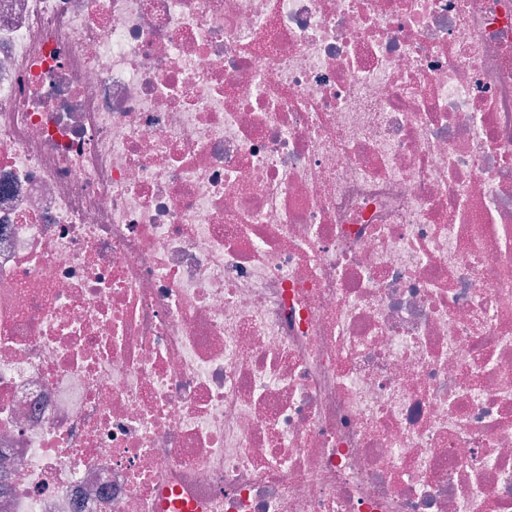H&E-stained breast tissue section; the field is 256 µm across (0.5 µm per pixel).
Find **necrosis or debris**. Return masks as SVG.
Returning <instances> with one entry per match:
<instances>
[{"label": "necrosis or debris", "instance_id": "4bbe7bcc", "mask_svg": "<svg viewBox=\"0 0 512 512\" xmlns=\"http://www.w3.org/2000/svg\"><path fill=\"white\" fill-rule=\"evenodd\" d=\"M0 512H512V0H0Z\"/></svg>", "mask_w": 512, "mask_h": 512}]
</instances>
